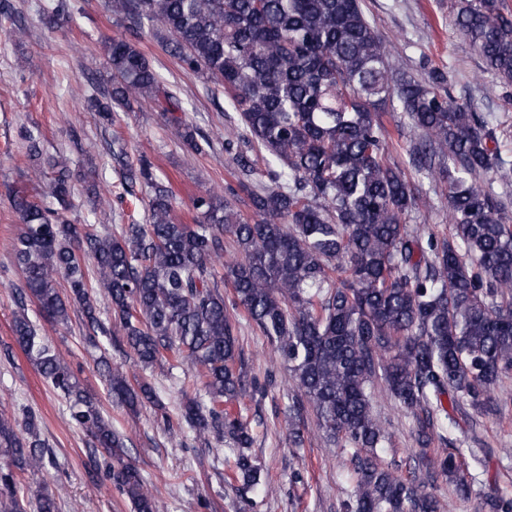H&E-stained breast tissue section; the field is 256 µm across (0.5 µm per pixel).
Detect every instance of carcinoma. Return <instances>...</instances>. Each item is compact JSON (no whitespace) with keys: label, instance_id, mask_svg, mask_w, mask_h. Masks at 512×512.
<instances>
[{"label":"carcinoma","instance_id":"1","mask_svg":"<svg viewBox=\"0 0 512 512\" xmlns=\"http://www.w3.org/2000/svg\"><path fill=\"white\" fill-rule=\"evenodd\" d=\"M108 8L125 34L105 44L112 85L84 95L86 107L108 116L148 99L163 112L185 111L135 43L161 26L168 54L221 87L238 115L224 150L252 215L208 192L192 202L206 223L176 221L171 189L141 159L123 164L122 185L131 196L139 186L151 189L147 222L94 232L68 220L73 174L30 132L34 176L50 174L45 195L52 202L12 195L22 294L55 324L80 308L92 342L110 343L119 333L145 367L187 365L199 393L183 401L181 420L203 442L213 436L228 445L233 478L247 489L261 484L262 467L249 453L248 422L224 406L266 387H247L237 367L231 314L239 310L297 382L286 415L294 446L304 441L309 406L325 441L354 449L350 512H442L436 494L378 463L377 449L391 444L373 408L378 388L412 418L420 447L442 446L434 479L451 480L458 496H469L474 481L461 476L451 412L466 401L481 415L499 413L491 393L512 374V201L488 181L492 174L507 179L512 158L502 154L494 126L454 102L447 71L433 67L423 78L402 71L361 0H108ZM44 19L56 28L72 21L70 0H53ZM455 24L487 67L511 83L512 19L500 0H461ZM385 104L409 120L408 164L446 188V239L410 223L427 194L393 155L379 115ZM181 138L194 154L211 148L188 125ZM236 139L254 147L261 164L234 153ZM226 233L237 250L224 261L227 297L215 269ZM89 259L94 280L85 271ZM99 294L112 326L99 319ZM13 333L64 395L71 420L108 454L105 475L134 512H159L123 438L49 338L25 312ZM101 364L113 399L132 410L162 406L149 382ZM48 455L35 416L0 415V512H27L20 477L41 470ZM36 506L58 512L48 486L37 491ZM483 507L512 512V499L487 494Z\"/></svg>","mask_w":512,"mask_h":512}]
</instances>
